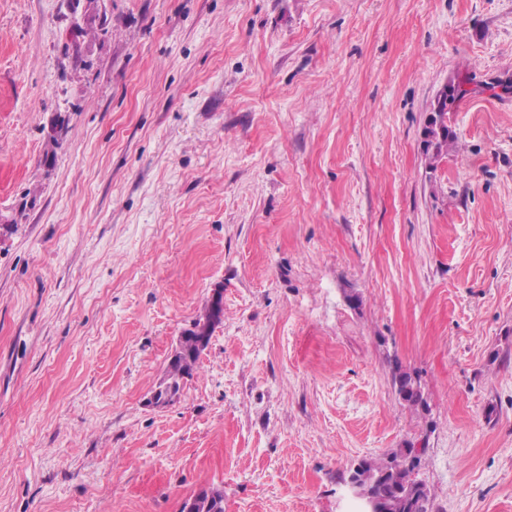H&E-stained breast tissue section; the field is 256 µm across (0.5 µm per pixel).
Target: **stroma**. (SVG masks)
<instances>
[{"mask_svg":"<svg viewBox=\"0 0 512 512\" xmlns=\"http://www.w3.org/2000/svg\"><path fill=\"white\" fill-rule=\"evenodd\" d=\"M411 442L512 512V0H0V512H344ZM467 83V80L448 82L441 97L437 96L432 103L423 132L426 168L430 170L436 169L442 158L457 147L458 137L448 124V112H454L458 102L470 92L464 87ZM199 361L198 355L191 354L184 356L178 363H171L166 371H168L175 381L176 390L180 391L182 382L187 378L193 376L194 371L197 369ZM394 381L397 385L398 394L403 401L408 403L410 406L422 405V395L415 387L412 377L408 372L401 370L399 367L396 368ZM224 496V489L218 486H206L187 496L181 503L182 512H197L201 503L212 505ZM180 510V512H181Z\"/></svg>","mask_w":512,"mask_h":512,"instance_id":"35a3bbf8","label":"stroma"}]
</instances>
